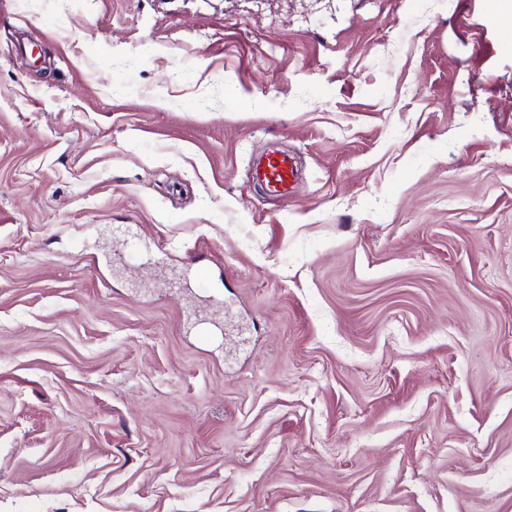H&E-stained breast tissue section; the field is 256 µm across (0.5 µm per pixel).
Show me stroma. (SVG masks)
<instances>
[{
	"mask_svg": "<svg viewBox=\"0 0 512 512\" xmlns=\"http://www.w3.org/2000/svg\"><path fill=\"white\" fill-rule=\"evenodd\" d=\"M507 2L0 5V512H512ZM299 167L295 156L287 150H275L254 160L249 176L266 195L286 199L297 181Z\"/></svg>",
	"mask_w": 512,
	"mask_h": 512,
	"instance_id": "obj_1",
	"label": "stroma"
}]
</instances>
